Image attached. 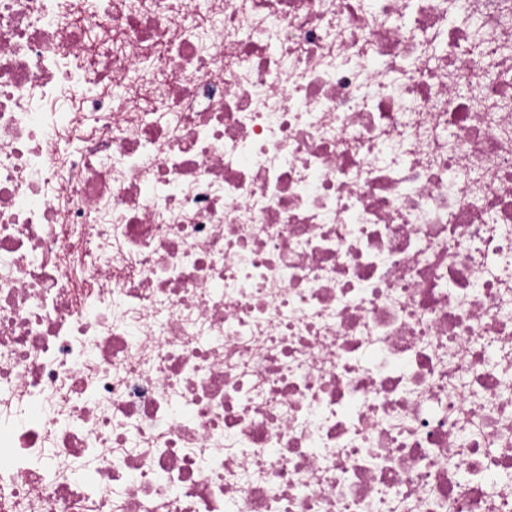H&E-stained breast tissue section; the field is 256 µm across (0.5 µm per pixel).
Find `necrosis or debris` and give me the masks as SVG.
<instances>
[{
  "label": "necrosis or debris",
  "instance_id": "obj_1",
  "mask_svg": "<svg viewBox=\"0 0 512 512\" xmlns=\"http://www.w3.org/2000/svg\"><path fill=\"white\" fill-rule=\"evenodd\" d=\"M0 512H512V0H0Z\"/></svg>",
  "mask_w": 512,
  "mask_h": 512
}]
</instances>
